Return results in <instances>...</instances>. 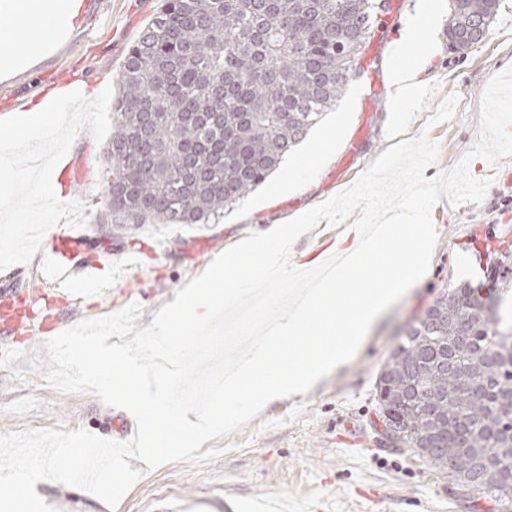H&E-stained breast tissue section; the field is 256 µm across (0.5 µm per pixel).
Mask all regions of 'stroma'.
<instances>
[{
    "label": "stroma",
    "instance_id": "stroma-1",
    "mask_svg": "<svg viewBox=\"0 0 512 512\" xmlns=\"http://www.w3.org/2000/svg\"><path fill=\"white\" fill-rule=\"evenodd\" d=\"M426 1L432 12L429 62L417 76L421 91L410 111L394 112L389 66L413 53L406 28ZM389 2L390 22L373 29L362 54L376 69L375 85L350 81L321 124L220 223L129 226L109 247L114 262L102 270L103 291L87 295L76 288L63 299L39 305L37 314L48 317L52 334L134 301L142 308L137 327L149 326L154 314L226 249L248 233L268 231L348 188L381 153L401 141L425 133L438 144V162L425 169L426 178L455 165L479 137V99L486 83L512 68V0H502L489 33L464 53L448 49V0ZM157 6L158 0H97L95 11L80 15L77 30L47 61L14 80H0V119L8 123L16 115L15 103L46 94L61 77L84 82V98L67 113L65 132L26 147L19 164L29 168L41 154L65 145L87 173L84 180L65 185L68 200L58 207H46L33 195L0 204V217L13 219L12 227L0 234V251L6 255L0 262V292L25 295L44 272L45 258L37 245L19 243L14 228L42 224L58 229L76 221L88 239L80 260L99 251L102 173L107 167L103 148L112 133L113 79ZM452 93L460 97L456 115L430 124L438 104ZM367 96L373 99L369 108L363 105ZM327 129L336 134L329 150L320 140ZM470 172L493 181L483 202L453 207L444 199L434 207L439 238L428 273L388 308L356 355L308 393L271 401L243 429L208 441L216 455L206 462H170L146 472L142 461L131 460L142 476L118 508L52 481L38 482L37 494L57 512H253L257 500L265 497L287 500L288 512H512V499L496 501L479 492L461 495L419 455L378 446L374 431L380 370L402 329L444 288L468 284L512 299V273L500 272L502 259L512 256V157L495 166L474 159ZM337 238L335 228L318 224L294 244L292 263L300 269L317 266L320 257L335 252ZM480 245L487 256L482 264L474 259ZM16 368L28 372L27 381L14 379ZM29 368L26 357L13 368L0 367V434L82 427L108 438L113 417L126 415L89 394L57 393Z\"/></svg>",
    "mask_w": 512,
    "mask_h": 512
}]
</instances>
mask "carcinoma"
Instances as JSON below:
<instances>
[{"mask_svg": "<svg viewBox=\"0 0 512 512\" xmlns=\"http://www.w3.org/2000/svg\"><path fill=\"white\" fill-rule=\"evenodd\" d=\"M388 0H159L129 47L112 103L100 243L130 224H212L258 187L341 97ZM500 0H450L465 52ZM445 288L382 367L380 418L453 485L512 498V313Z\"/></svg>", "mask_w": 512, "mask_h": 512, "instance_id": "carcinoma-1", "label": "carcinoma"}]
</instances>
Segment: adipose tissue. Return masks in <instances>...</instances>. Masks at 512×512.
<instances>
[{
	"mask_svg": "<svg viewBox=\"0 0 512 512\" xmlns=\"http://www.w3.org/2000/svg\"><path fill=\"white\" fill-rule=\"evenodd\" d=\"M81 7L82 0H0V12L11 18L10 23H0V78H11L48 59L55 46L71 33ZM72 103L66 90L33 100L13 128L0 133V166L14 168L18 146L58 125ZM33 188L53 204L66 200L48 164L37 176H16L0 183V198L12 199Z\"/></svg>",
	"mask_w": 512,
	"mask_h": 512,
	"instance_id": "adipose-tissue-1",
	"label": "adipose tissue"
}]
</instances>
